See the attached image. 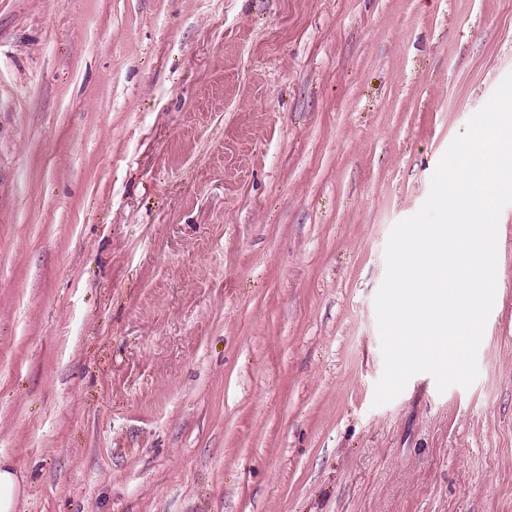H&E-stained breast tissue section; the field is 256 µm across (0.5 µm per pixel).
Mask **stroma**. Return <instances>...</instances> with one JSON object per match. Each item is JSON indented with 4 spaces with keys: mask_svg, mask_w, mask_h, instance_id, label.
Segmentation results:
<instances>
[{
    "mask_svg": "<svg viewBox=\"0 0 512 512\" xmlns=\"http://www.w3.org/2000/svg\"><path fill=\"white\" fill-rule=\"evenodd\" d=\"M512 0H0L18 512H512V206L479 376L373 404L394 226Z\"/></svg>",
    "mask_w": 512,
    "mask_h": 512,
    "instance_id": "1",
    "label": "stroma"
}]
</instances>
